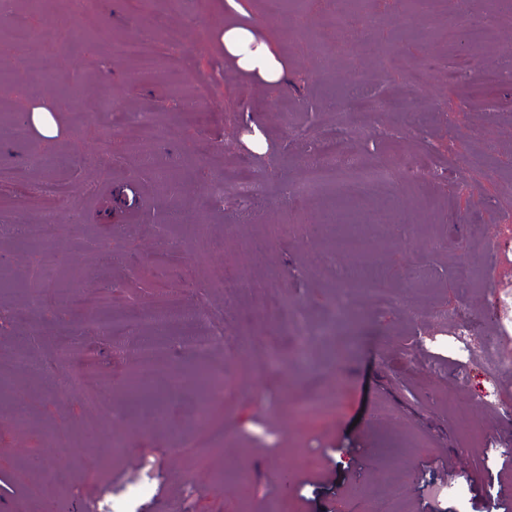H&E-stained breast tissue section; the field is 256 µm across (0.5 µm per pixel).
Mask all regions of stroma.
Masks as SVG:
<instances>
[{
  "instance_id": "1",
  "label": "stroma",
  "mask_w": 512,
  "mask_h": 512,
  "mask_svg": "<svg viewBox=\"0 0 512 512\" xmlns=\"http://www.w3.org/2000/svg\"><path fill=\"white\" fill-rule=\"evenodd\" d=\"M454 5L410 31L404 0H366L381 25L349 34L336 24L352 13L345 0H289L277 21L267 0H152L160 28L128 0H93V31L36 51L31 67H0V110L27 122L24 139H0V225L57 216L41 249L0 236L16 283L0 292V373L14 383L0 395V512H112L137 488L135 512H368L392 490L395 512H496L488 491L512 492V468L487 466L512 440L498 413L511 377L496 368L512 360V80L494 75L512 49V0L468 44L448 30ZM229 21L278 54V82L225 54ZM134 39L161 55L149 75L120 51ZM32 68L53 74L51 91L30 85ZM356 80L373 100L367 130L349 116ZM399 91L408 108L389 111ZM104 97L111 110L95 111ZM36 112L51 113L54 136L31 123ZM145 118L166 137L147 139ZM329 128L401 174L361 204L358 255L336 245L334 204L282 195ZM142 149L153 171H136ZM242 159L260 191L245 206L214 199L215 174ZM50 250L65 260L37 280ZM355 270L386 287H354ZM169 307L197 314L196 332L223 331L205 363L224 394L203 417L182 381L154 423L131 416L127 381L144 369L138 339ZM439 308L454 321L432 319ZM109 311L128 316L125 339L99 331ZM459 326L492 337V352L443 349ZM66 338L75 352L62 360ZM21 352L48 372L15 365ZM329 385L337 404L322 412ZM491 385L493 403L480 396ZM422 481L465 495L429 501Z\"/></svg>"
}]
</instances>
